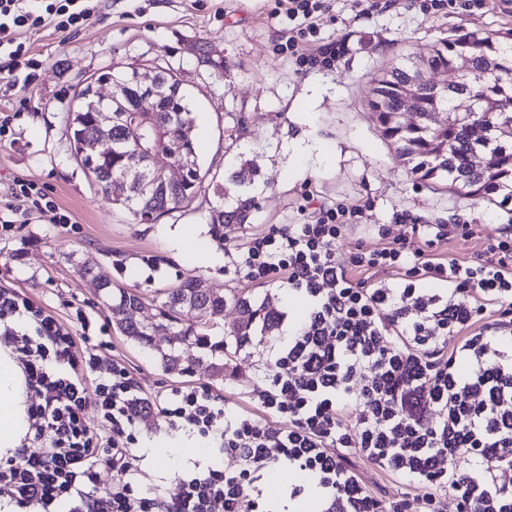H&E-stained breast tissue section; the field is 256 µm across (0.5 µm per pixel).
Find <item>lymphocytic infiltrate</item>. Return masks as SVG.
Wrapping results in <instances>:
<instances>
[{"mask_svg":"<svg viewBox=\"0 0 512 512\" xmlns=\"http://www.w3.org/2000/svg\"><path fill=\"white\" fill-rule=\"evenodd\" d=\"M101 0H0V69L29 86L39 63L24 33L53 27L73 34ZM326 0H279L292 26L288 48L305 62ZM358 213L313 205L301 224L271 226L236 265L253 281H276L304 295L308 312L272 349L275 372L259 392L263 419L227 418L204 386L170 389L162 409L141 397L135 380L75 338L44 307L0 290V339L10 342L26 376L29 432L0 458V512H291L313 491L319 512H381V505L335 451L354 448L406 481L460 491L463 512H512V225L485 235L460 261L438 248L473 231L465 224H422L392 239L378 227L377 247L348 256L336 242ZM386 280L368 283L370 273ZM500 306L495 323L487 306ZM97 371L94 394L82 373ZM100 431L90 436L85 413ZM161 411L169 430L190 429L207 448L236 456L241 469H188L173 499L135 488L140 422ZM353 411L355 427L340 415ZM280 420L270 428L266 417ZM44 451L30 453L31 443ZM125 475L106 500L93 495L98 461ZM288 466L311 480L274 497L268 470Z\"/></svg>","mask_w":512,"mask_h":512,"instance_id":"f902f5d3","label":"lymphocytic infiltrate"}]
</instances>
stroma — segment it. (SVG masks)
Wrapping results in <instances>:
<instances>
[{"instance_id": "obj_1", "label": "stroma", "mask_w": 512, "mask_h": 512, "mask_svg": "<svg viewBox=\"0 0 512 512\" xmlns=\"http://www.w3.org/2000/svg\"><path fill=\"white\" fill-rule=\"evenodd\" d=\"M429 2L400 0L367 14L361 0H329L305 46L316 60L336 43L342 53L332 67L297 63L285 47L288 20L277 14L276 0H103L100 12L73 36L29 34L41 63L37 81L22 91L0 75V113L14 116L10 136L0 142V209L19 207L12 188L24 179L46 187L71 221L51 224L33 214L0 230V289L48 307L76 336L82 333L78 317L86 315L91 336L107 341V356L130 373L142 396L159 403L171 388L204 385L226 413L256 415L257 392L274 368L268 345L225 360L219 377L187 345L180 355L189 372L167 373L154 353L121 335L97 280L137 287L150 299L191 273L214 293H248L302 317L300 297L279 283L236 275L233 263L270 225L304 223L310 196L362 209L358 226L336 244L341 254L375 246L380 224L402 234L395 217L405 212L425 224L471 225L473 236L450 241L440 253L460 261L472 256L482 236L512 222V215L417 180L397 160L395 144L372 120L367 101L387 63L426 53L453 29L512 39V11L500 0H486L481 9L433 14L424 10ZM160 66L179 75L196 108L206 180L189 205L139 223L85 177L71 155L66 116L90 75L107 70L119 76L134 68L151 75ZM246 198L252 204L246 223L225 225L223 242H216L213 211L235 210ZM162 424L157 413L141 424L135 450L141 495L174 497L178 471L194 460L225 472L239 468L237 459ZM337 454L383 512L401 500L408 512H423L431 486L390 475L356 449Z\"/></svg>"}]
</instances>
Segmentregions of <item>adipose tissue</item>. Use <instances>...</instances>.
<instances>
[{"label": "adipose tissue", "mask_w": 512, "mask_h": 512, "mask_svg": "<svg viewBox=\"0 0 512 512\" xmlns=\"http://www.w3.org/2000/svg\"><path fill=\"white\" fill-rule=\"evenodd\" d=\"M24 390L12 348L0 345V456L16 448L28 431Z\"/></svg>", "instance_id": "1"}]
</instances>
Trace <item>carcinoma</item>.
<instances>
[{
	"instance_id": "obj_1",
	"label": "carcinoma",
	"mask_w": 512,
	"mask_h": 512,
	"mask_svg": "<svg viewBox=\"0 0 512 512\" xmlns=\"http://www.w3.org/2000/svg\"><path fill=\"white\" fill-rule=\"evenodd\" d=\"M172 90L158 98L153 112H133V95L115 113L108 131L109 146L90 158L81 154L82 145L100 134L97 113L91 107L90 84L75 94V111L68 112L70 149L86 177L104 194L132 168L142 165L151 152H169L171 161L184 167L177 183H157L147 190L129 188L128 195L115 198L135 220L156 221L189 204L202 188L204 176L198 161L193 109L178 75L158 68ZM440 75L439 81L431 76ZM414 98L416 120H402L403 106ZM467 99L470 115L459 113L455 102ZM367 111L383 136L396 144V157L421 180L438 185L464 199L486 201L500 208L512 206V43L490 35L480 37L466 28L435 41L426 55L413 61L402 59L382 69ZM245 214L219 211L212 216L218 240H224V225L243 221ZM202 279L188 274L156 297V315L146 326L130 318L117 325L120 332L154 353L170 373L188 371L178 351L194 345L211 359L215 375L224 373V358L239 351L244 339L260 334L271 336L276 329L274 309L265 302L235 291L228 296L201 287ZM102 290L115 307L133 309L142 302L136 292L112 289L106 281ZM232 301L239 318L212 336L213 326L194 319L188 304L195 303L213 315Z\"/></svg>"
}]
</instances>
